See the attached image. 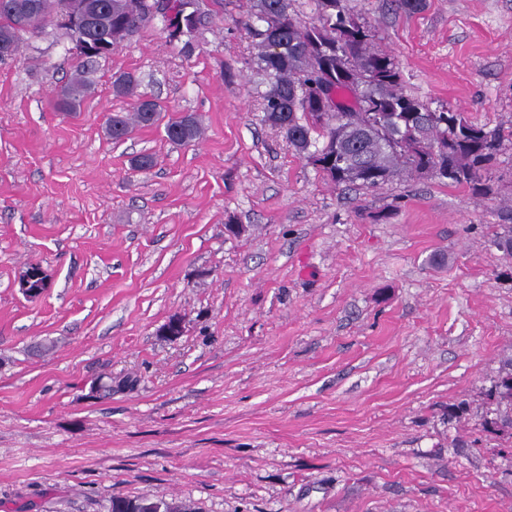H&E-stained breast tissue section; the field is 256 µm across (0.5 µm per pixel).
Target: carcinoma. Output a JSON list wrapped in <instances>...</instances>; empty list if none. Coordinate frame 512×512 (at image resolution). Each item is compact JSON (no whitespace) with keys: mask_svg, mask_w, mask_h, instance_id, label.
<instances>
[{"mask_svg":"<svg viewBox=\"0 0 512 512\" xmlns=\"http://www.w3.org/2000/svg\"><path fill=\"white\" fill-rule=\"evenodd\" d=\"M62 0H0V46L18 51L22 35L38 33L55 19ZM315 14L303 24L291 14L292 0H254V22L246 30L258 41L261 52L256 74L266 90L260 93L264 121L277 128L295 152L307 156L311 148L324 152L323 175L336 184L377 189L399 172L418 173L426 165L447 167L454 157L421 153L416 137L426 135L470 158V172L447 178L466 185L474 194L490 190L488 165L494 154L484 152L481 135L500 141L503 132L472 123L465 113L458 116L475 132L458 139L444 116L455 113L447 107L433 109L428 102L406 94L398 61L372 47L373 34L366 23L360 40L344 34V17L354 15L349 0H315ZM93 13L92 25L82 30L66 28L72 39L89 37L117 49L134 37L158 11L185 15L190 22L184 35L199 29L201 15L195 0H80ZM87 71L81 70L55 92L54 106L65 112L79 109L91 88ZM113 93L132 100L133 113L107 117L105 134L114 142L124 140L134 124L153 126L163 121V105L138 92V81L123 72L112 81ZM165 122V121H163ZM165 137L177 145L190 144L202 135L192 114L171 117L164 125ZM492 245L512 256V224H498ZM490 397L497 405L502 428L512 430V358L501 362ZM107 512H170L164 499L114 498Z\"/></svg>","mask_w":512,"mask_h":512,"instance_id":"carcinoma-1","label":"carcinoma"}]
</instances>
